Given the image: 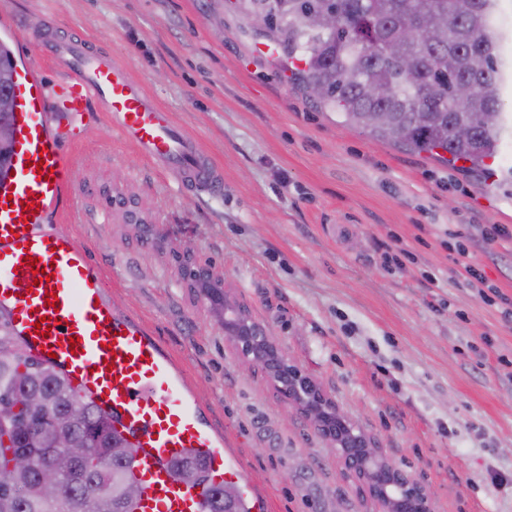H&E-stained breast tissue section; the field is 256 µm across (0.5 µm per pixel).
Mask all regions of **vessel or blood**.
I'll list each match as a JSON object with an SVG mask.
<instances>
[{
    "label": "vessel or blood",
    "instance_id": "obj_1",
    "mask_svg": "<svg viewBox=\"0 0 512 512\" xmlns=\"http://www.w3.org/2000/svg\"><path fill=\"white\" fill-rule=\"evenodd\" d=\"M5 35L65 66L52 86L24 63L15 78L16 138L11 171L0 177V308L9 330L110 414L136 447L137 512H202V488L183 485L172 462L195 451L218 482L240 479L237 462L202 428L157 341L113 312L85 249L45 226L71 190L73 159L62 145L79 141L76 121L96 106L141 156L184 187L219 195L224 176L124 65L81 41L54 37L50 17L13 22ZM41 319L43 334L35 331Z\"/></svg>",
    "mask_w": 512,
    "mask_h": 512
}]
</instances>
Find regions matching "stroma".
<instances>
[{"label":"stroma","mask_w":512,"mask_h":512,"mask_svg":"<svg viewBox=\"0 0 512 512\" xmlns=\"http://www.w3.org/2000/svg\"><path fill=\"white\" fill-rule=\"evenodd\" d=\"M50 16L62 36L122 58L224 174L187 192L91 113L70 146L75 197L49 231L86 247L113 310L160 343L205 427L266 512H376L339 457L260 371L243 370L169 245L211 260L232 298L385 456L433 493L434 512H512V317L456 272L458 236L512 231V184L492 185L344 125L276 63L229 0H0V22ZM147 203L169 244L143 240L107 189ZM467 263L512 297V242Z\"/></svg>","instance_id":"stroma-1"}]
</instances>
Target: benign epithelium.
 I'll list each match as a JSON object with an SVG mask.
<instances>
[{
	"instance_id": "benign-epithelium-1",
	"label": "benign epithelium",
	"mask_w": 512,
	"mask_h": 512,
	"mask_svg": "<svg viewBox=\"0 0 512 512\" xmlns=\"http://www.w3.org/2000/svg\"><path fill=\"white\" fill-rule=\"evenodd\" d=\"M109 200L124 209L128 223L153 227L149 210L141 201L119 194L110 195ZM172 255L179 263L182 279L197 298L212 302L224 296V310L217 319L243 366L262 371L284 403L308 418L349 474L368 490L379 512H433L430 489L392 464L379 444L340 412L320 385L288 358L270 328L226 296L224 277L212 264L181 247L173 248Z\"/></svg>"
}]
</instances>
